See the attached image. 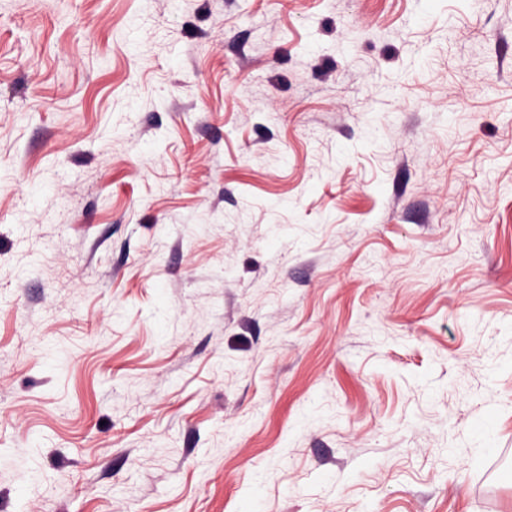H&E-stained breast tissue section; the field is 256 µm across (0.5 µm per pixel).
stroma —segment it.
Here are the masks:
<instances>
[{
	"mask_svg": "<svg viewBox=\"0 0 512 512\" xmlns=\"http://www.w3.org/2000/svg\"><path fill=\"white\" fill-rule=\"evenodd\" d=\"M0 512H512V0H0Z\"/></svg>",
	"mask_w": 512,
	"mask_h": 512,
	"instance_id": "stroma-1",
	"label": "stroma"
}]
</instances>
